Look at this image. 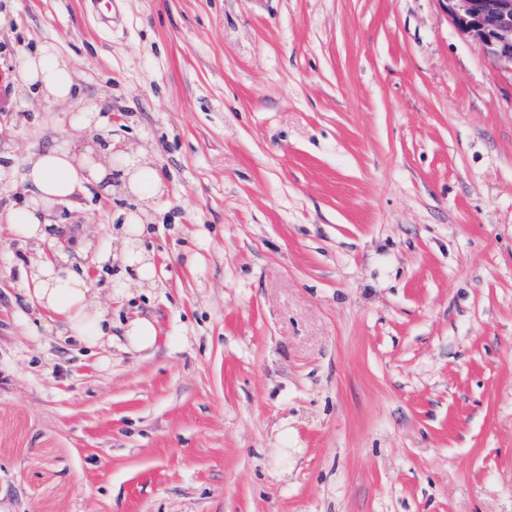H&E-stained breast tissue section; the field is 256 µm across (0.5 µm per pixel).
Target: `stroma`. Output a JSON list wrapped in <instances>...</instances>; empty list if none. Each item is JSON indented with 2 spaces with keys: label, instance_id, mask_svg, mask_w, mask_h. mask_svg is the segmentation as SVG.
Segmentation results:
<instances>
[{
  "label": "stroma",
  "instance_id": "1",
  "mask_svg": "<svg viewBox=\"0 0 512 512\" xmlns=\"http://www.w3.org/2000/svg\"><path fill=\"white\" fill-rule=\"evenodd\" d=\"M0 12V211L85 144L23 89L41 46L167 185L144 284L95 184L0 224V512H512V70L441 0ZM46 261L91 271L96 353L22 288ZM130 345L136 350H144L153 347L155 343L156 329L147 320L132 321L126 330Z\"/></svg>",
  "mask_w": 512,
  "mask_h": 512
}]
</instances>
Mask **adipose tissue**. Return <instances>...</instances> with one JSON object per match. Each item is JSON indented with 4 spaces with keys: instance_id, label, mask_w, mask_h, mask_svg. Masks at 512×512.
I'll use <instances>...</instances> for the list:
<instances>
[{
    "instance_id": "1",
    "label": "adipose tissue",
    "mask_w": 512,
    "mask_h": 512,
    "mask_svg": "<svg viewBox=\"0 0 512 512\" xmlns=\"http://www.w3.org/2000/svg\"><path fill=\"white\" fill-rule=\"evenodd\" d=\"M21 69L25 84L44 102L69 103L80 92L73 69L51 50L25 56ZM25 181L29 196L0 213V222L12 233L30 239L47 237L52 208L67 202L81 183H94L107 195L118 190L136 199L139 208L128 216L132 224L141 223L149 203L166 189L151 162L110 146L101 149L88 145L78 151L46 148L29 158ZM85 278L84 272L72 269L62 274L45 264L26 277L25 285L41 306L62 318L68 336L94 347L109 337L112 324L105 308L91 295Z\"/></svg>"
}]
</instances>
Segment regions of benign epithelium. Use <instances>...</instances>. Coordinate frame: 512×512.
<instances>
[{"label": "benign epithelium", "mask_w": 512, "mask_h": 512, "mask_svg": "<svg viewBox=\"0 0 512 512\" xmlns=\"http://www.w3.org/2000/svg\"><path fill=\"white\" fill-rule=\"evenodd\" d=\"M448 16L477 39L498 64L512 70V0H441Z\"/></svg>", "instance_id": "7a95c632"}]
</instances>
